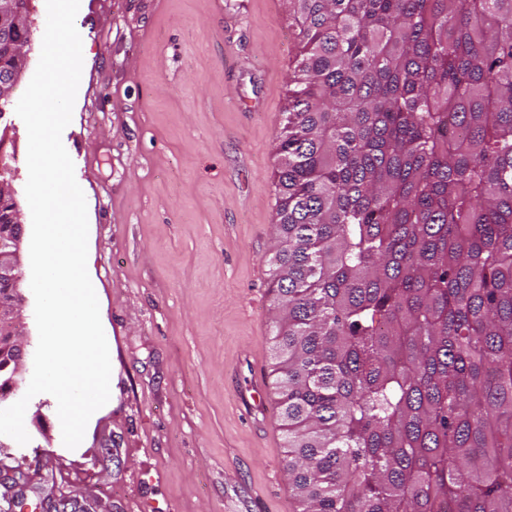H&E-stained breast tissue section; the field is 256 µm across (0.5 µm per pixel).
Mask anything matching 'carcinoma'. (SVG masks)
<instances>
[{"mask_svg":"<svg viewBox=\"0 0 512 512\" xmlns=\"http://www.w3.org/2000/svg\"><path fill=\"white\" fill-rule=\"evenodd\" d=\"M276 405L299 512H512V0H286Z\"/></svg>","mask_w":512,"mask_h":512,"instance_id":"cac0c4a2","label":"carcinoma"}]
</instances>
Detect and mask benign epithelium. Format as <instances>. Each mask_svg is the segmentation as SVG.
<instances>
[{
    "label": "benign epithelium",
    "instance_id": "1",
    "mask_svg": "<svg viewBox=\"0 0 512 512\" xmlns=\"http://www.w3.org/2000/svg\"><path fill=\"white\" fill-rule=\"evenodd\" d=\"M31 16L19 0H0V45L15 58L14 65L0 72V101H9L20 82L28 60L26 46L11 42L13 32L29 24ZM25 223L15 200L13 180L0 178V380L8 397L20 396L27 374L22 245Z\"/></svg>",
    "mask_w": 512,
    "mask_h": 512
}]
</instances>
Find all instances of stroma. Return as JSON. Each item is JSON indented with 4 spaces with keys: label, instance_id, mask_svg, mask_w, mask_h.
Segmentation results:
<instances>
[{
    "label": "stroma",
    "instance_id": "1",
    "mask_svg": "<svg viewBox=\"0 0 512 512\" xmlns=\"http://www.w3.org/2000/svg\"><path fill=\"white\" fill-rule=\"evenodd\" d=\"M83 68L62 142L88 213L87 270L111 396L77 448L36 395L0 496L91 512H293L275 410L270 266L276 143L295 29L283 0H80ZM0 139L28 210V135ZM40 447L47 459L32 463Z\"/></svg>",
    "mask_w": 512,
    "mask_h": 512
}]
</instances>
